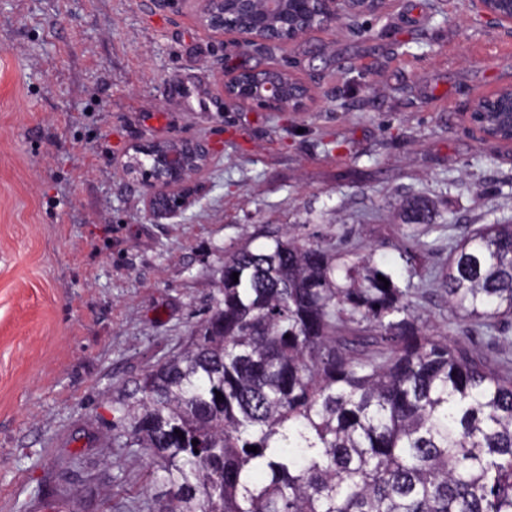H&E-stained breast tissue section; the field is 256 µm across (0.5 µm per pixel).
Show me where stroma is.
<instances>
[{
	"mask_svg": "<svg viewBox=\"0 0 512 512\" xmlns=\"http://www.w3.org/2000/svg\"><path fill=\"white\" fill-rule=\"evenodd\" d=\"M248 56L308 83L307 112L224 100ZM512 85V33L464 0H386L268 50L203 27L194 0H0V512H138L148 460L101 447L115 398L208 315L225 250L264 226L429 243L428 331L463 340L437 274L448 238L512 222V148L477 139L472 99ZM205 141L184 205L147 212L137 147ZM429 198L436 230L398 216Z\"/></svg>",
	"mask_w": 512,
	"mask_h": 512,
	"instance_id": "1",
	"label": "stroma"
}]
</instances>
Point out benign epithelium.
Returning a JSON list of instances; mask_svg holds the SVG:
<instances>
[{
    "label": "benign epithelium",
    "instance_id": "benign-epithelium-1",
    "mask_svg": "<svg viewBox=\"0 0 512 512\" xmlns=\"http://www.w3.org/2000/svg\"><path fill=\"white\" fill-rule=\"evenodd\" d=\"M384 0H197L202 25L217 34L249 35L244 48L280 42V31L270 14L281 11L285 28L295 41L327 31L344 18L377 12ZM468 9L492 27L512 32V0H466ZM224 99L238 107L267 112H305L312 100L311 87L277 67L241 63L224 71ZM470 130L487 142L512 144V86L472 100L465 114ZM149 161L143 170L149 190L148 213L155 220L173 217L183 204L173 188L183 184L210 155L199 140L152 144L141 148Z\"/></svg>",
    "mask_w": 512,
    "mask_h": 512
}]
</instances>
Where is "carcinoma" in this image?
Instances as JSON below:
<instances>
[{"label":"carcinoma","mask_w":512,"mask_h":512,"mask_svg":"<svg viewBox=\"0 0 512 512\" xmlns=\"http://www.w3.org/2000/svg\"><path fill=\"white\" fill-rule=\"evenodd\" d=\"M406 212L432 224L426 198ZM263 238L224 254L209 317L115 400L103 447L145 453L159 512H512V370L422 329L432 273ZM448 248L450 318L499 342L512 223Z\"/></svg>","instance_id":"obj_1"}]
</instances>
